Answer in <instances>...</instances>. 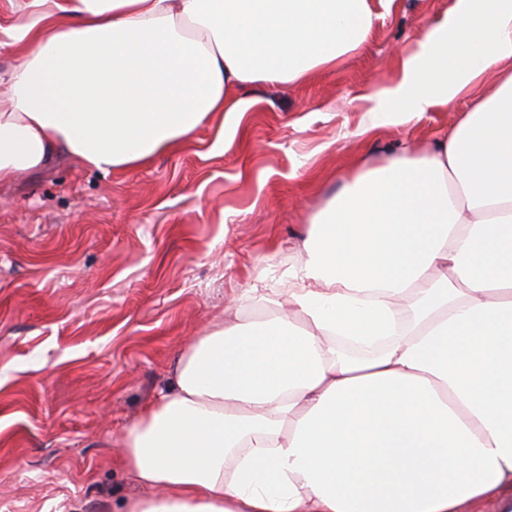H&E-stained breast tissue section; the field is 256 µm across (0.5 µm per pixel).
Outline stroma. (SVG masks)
<instances>
[{"label": "stroma", "mask_w": 512, "mask_h": 512, "mask_svg": "<svg viewBox=\"0 0 512 512\" xmlns=\"http://www.w3.org/2000/svg\"><path fill=\"white\" fill-rule=\"evenodd\" d=\"M453 6L374 0L336 71L255 85L239 127L211 121L148 166L105 175L62 154L0 184V512H124L143 494L122 439L194 337L287 306L309 215L359 170L434 148L489 92L367 128L369 95Z\"/></svg>", "instance_id": "stroma-1"}]
</instances>
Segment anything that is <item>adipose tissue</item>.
Here are the masks:
<instances>
[{"label":"adipose tissue","mask_w":512,"mask_h":512,"mask_svg":"<svg viewBox=\"0 0 512 512\" xmlns=\"http://www.w3.org/2000/svg\"><path fill=\"white\" fill-rule=\"evenodd\" d=\"M372 0H6L0 181L60 153L111 174L178 151L256 84L368 40ZM372 127L497 87L435 150L355 174L310 219L290 311L177 358L124 438V512H512V0H456ZM383 336L349 358L337 336Z\"/></svg>","instance_id":"1"}]
</instances>
